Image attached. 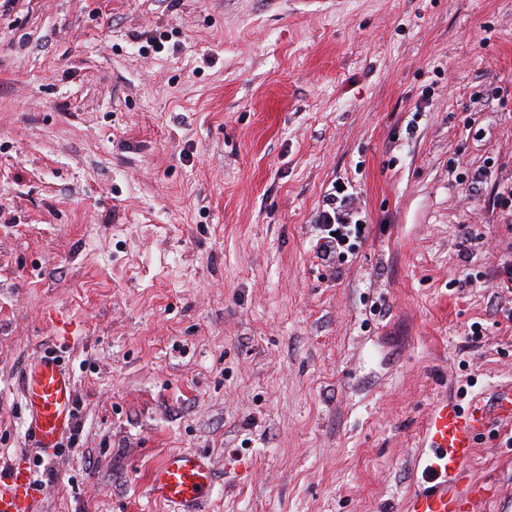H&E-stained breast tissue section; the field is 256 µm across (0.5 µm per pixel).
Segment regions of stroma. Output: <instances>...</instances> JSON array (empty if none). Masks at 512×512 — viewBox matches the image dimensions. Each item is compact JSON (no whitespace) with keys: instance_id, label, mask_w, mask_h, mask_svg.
Returning a JSON list of instances; mask_svg holds the SVG:
<instances>
[{"instance_id":"35a3bbf8","label":"stroma","mask_w":512,"mask_h":512,"mask_svg":"<svg viewBox=\"0 0 512 512\" xmlns=\"http://www.w3.org/2000/svg\"><path fill=\"white\" fill-rule=\"evenodd\" d=\"M345 183L367 225L323 260ZM512 0H0V466L36 512H405L429 406L512 386ZM480 323L479 339L470 327ZM78 411L28 434L22 372ZM512 427L468 473L512 512ZM29 435L46 453L73 427L75 387L71 375L53 356L27 367L23 377ZM214 482L206 457L194 452L166 455L150 472L148 490L151 496L165 502L175 512H202Z\"/></svg>"}]
</instances>
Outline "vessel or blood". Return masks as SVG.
Wrapping results in <instances>:
<instances>
[{"instance_id": "1", "label": "vessel or blood", "mask_w": 512, "mask_h": 512, "mask_svg": "<svg viewBox=\"0 0 512 512\" xmlns=\"http://www.w3.org/2000/svg\"><path fill=\"white\" fill-rule=\"evenodd\" d=\"M28 431L44 451L54 450L73 427L75 387L71 375L56 358L47 356L24 373ZM512 423V386L496 394L493 413L474 405L461 413L448 399L432 403L420 434L419 462L427 482L411 497L406 512H477L481 487L466 470L477 437L489 415ZM214 474L205 456L194 452L166 455L150 472L151 496L173 506L175 512H202ZM37 488L29 469L12 465L0 469V512H35Z\"/></svg>"}]
</instances>
